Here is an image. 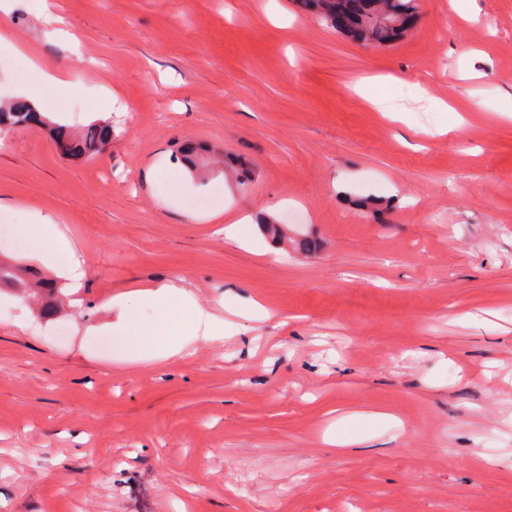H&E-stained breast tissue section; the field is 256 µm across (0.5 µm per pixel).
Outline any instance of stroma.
Segmentation results:
<instances>
[{
    "instance_id": "stroma-1",
    "label": "stroma",
    "mask_w": 512,
    "mask_h": 512,
    "mask_svg": "<svg viewBox=\"0 0 512 512\" xmlns=\"http://www.w3.org/2000/svg\"><path fill=\"white\" fill-rule=\"evenodd\" d=\"M48 2L59 27L0 11V101L112 142L0 133V259L64 305L0 292V512H512V0H419L387 47L293 0ZM188 139L235 163L203 192ZM247 214L244 248L218 220ZM164 282L229 336L127 361L88 334ZM36 107L25 101H15L6 107H0V130L2 127H40L52 132L60 145L63 142V155L72 159H80L99 153L112 140V125L94 123L82 132L74 133L61 125H51L43 119ZM0 283L10 288L21 289L29 296L44 300L40 310L42 318H53L57 313L56 299L60 293L56 281L19 264L0 261Z\"/></svg>"
}]
</instances>
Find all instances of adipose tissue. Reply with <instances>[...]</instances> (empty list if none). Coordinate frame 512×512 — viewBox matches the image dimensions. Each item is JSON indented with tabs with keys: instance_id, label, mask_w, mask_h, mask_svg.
Wrapping results in <instances>:
<instances>
[{
	"instance_id": "obj_1",
	"label": "adipose tissue",
	"mask_w": 512,
	"mask_h": 512,
	"mask_svg": "<svg viewBox=\"0 0 512 512\" xmlns=\"http://www.w3.org/2000/svg\"><path fill=\"white\" fill-rule=\"evenodd\" d=\"M136 296L155 306L159 314L152 322H143L130 310L129 294L113 296L111 303L120 316L112 326V340L126 358L146 353L166 358L181 353L193 341L224 335V320L199 307L193 295L175 283L141 289Z\"/></svg>"
}]
</instances>
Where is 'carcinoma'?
<instances>
[{"label": "carcinoma", "instance_id": "obj_1", "mask_svg": "<svg viewBox=\"0 0 512 512\" xmlns=\"http://www.w3.org/2000/svg\"><path fill=\"white\" fill-rule=\"evenodd\" d=\"M376 0H296L297 7L328 25H333L336 12H349L363 34H370L378 45H391L399 39L387 27L375 24ZM49 128L56 141L63 143V155L80 159L99 153L112 140V125L94 123L82 132L74 133L61 125H52L39 115L36 107L25 101H15L6 107H0V128L10 127ZM181 161L189 173L200 179L211 174V148L186 140L177 149ZM0 283L10 288L22 289V292L44 300L40 315L45 319L57 313L56 299L60 288L56 281L18 264L0 261Z\"/></svg>", "mask_w": 512, "mask_h": 512}]
</instances>
